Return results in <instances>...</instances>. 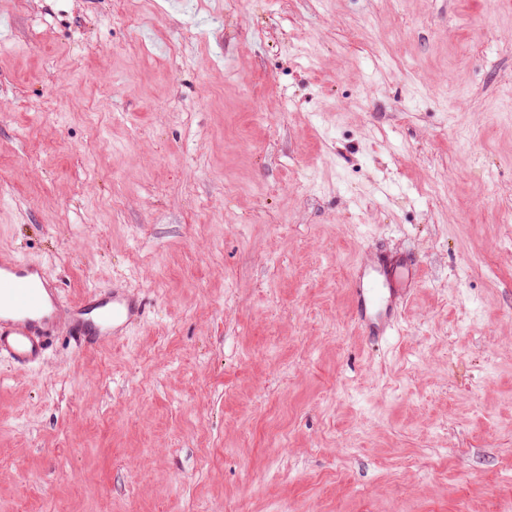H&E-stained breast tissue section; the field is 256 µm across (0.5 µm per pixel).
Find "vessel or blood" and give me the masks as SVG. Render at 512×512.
I'll use <instances>...</instances> for the list:
<instances>
[{"mask_svg":"<svg viewBox=\"0 0 512 512\" xmlns=\"http://www.w3.org/2000/svg\"><path fill=\"white\" fill-rule=\"evenodd\" d=\"M400 280L385 262L357 268L351 286L365 335L387 336L394 330ZM142 310L141 300L119 286L94 289L80 303L64 306L59 288L39 262L0 252V356L18 367L42 359L45 337L61 322L87 343L107 342L123 336Z\"/></svg>","mask_w":512,"mask_h":512,"instance_id":"1","label":"vessel or blood"}]
</instances>
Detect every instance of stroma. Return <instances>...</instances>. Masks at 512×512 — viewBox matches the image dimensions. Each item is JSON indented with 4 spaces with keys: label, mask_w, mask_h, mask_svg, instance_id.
<instances>
[{
    "label": "stroma",
    "mask_w": 512,
    "mask_h": 512,
    "mask_svg": "<svg viewBox=\"0 0 512 512\" xmlns=\"http://www.w3.org/2000/svg\"><path fill=\"white\" fill-rule=\"evenodd\" d=\"M510 214L512 0H0V250L146 303L0 359V512H512ZM402 277L386 262L360 265L352 280L357 322L366 336H387L395 328V306L405 288Z\"/></svg>",
    "instance_id": "obj_1"
}]
</instances>
